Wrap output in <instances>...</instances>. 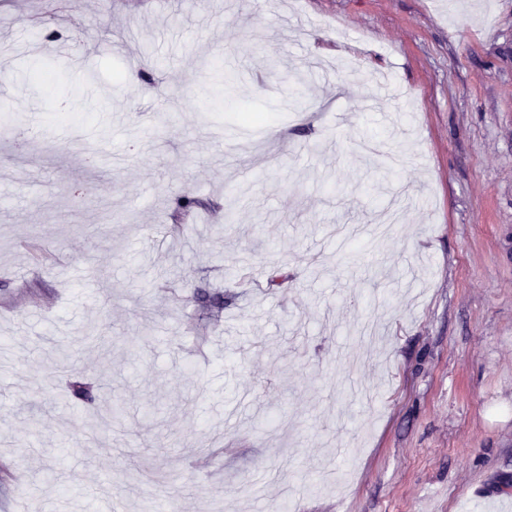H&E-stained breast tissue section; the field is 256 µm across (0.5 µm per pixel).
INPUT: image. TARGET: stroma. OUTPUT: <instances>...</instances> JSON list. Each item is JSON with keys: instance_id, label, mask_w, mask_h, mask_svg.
Wrapping results in <instances>:
<instances>
[{"instance_id": "1", "label": "stroma", "mask_w": 512, "mask_h": 512, "mask_svg": "<svg viewBox=\"0 0 512 512\" xmlns=\"http://www.w3.org/2000/svg\"><path fill=\"white\" fill-rule=\"evenodd\" d=\"M71 2L0 0V512H512V0Z\"/></svg>"}]
</instances>
